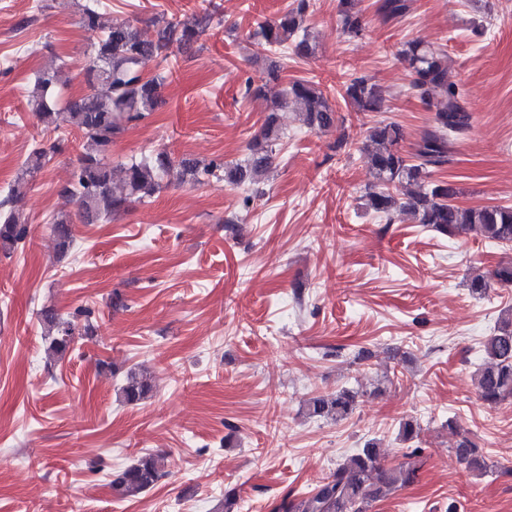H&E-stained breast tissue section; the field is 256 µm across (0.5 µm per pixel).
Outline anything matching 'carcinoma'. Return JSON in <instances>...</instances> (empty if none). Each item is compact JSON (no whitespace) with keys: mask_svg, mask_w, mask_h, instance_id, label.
<instances>
[{"mask_svg":"<svg viewBox=\"0 0 512 512\" xmlns=\"http://www.w3.org/2000/svg\"><path fill=\"white\" fill-rule=\"evenodd\" d=\"M309 0H297L274 21L257 22L255 36L268 48H291L299 58L313 55L314 47L305 27ZM377 14L385 22L401 21L409 12L408 0H378ZM343 31L351 37L361 35L365 22L358 0H339ZM101 0H86L81 21L89 30H102L99 40L91 44L85 76L88 91L57 107L55 88L58 72L46 70L36 78L30 98L31 111L47 127L59 128L64 122L82 138V151L71 179L60 187V194L76 199L79 215L87 224L108 220L136 202L153 196L161 189L160 173L171 164L165 152L131 159L124 167L123 191L113 186L114 173L107 162L113 143L130 127L147 118L159 104V89L166 72L149 79L143 65L151 60L162 63L172 50L188 49L212 27L214 13L203 9L187 22H168L153 29L141 30L127 22H102ZM410 77L408 90L432 112L431 123L423 130L414 152L407 156L400 149L404 132L393 122L380 121L370 128L360 151L372 170L375 184L366 195V206L387 220L404 214L443 236L455 237L475 231L483 238L512 248V206L460 207L452 200L456 187L432 179L434 172L453 161L454 144L471 128V112L459 87L448 81V55L434 45L410 40L398 51ZM343 98L356 112H380L385 98L381 87L367 76H354L344 88ZM272 108L278 110L292 102L305 115V123L321 132L336 126V109L314 84L297 81L291 87L270 96ZM280 133L268 123L250 145L243 165L232 168L212 161L205 165L187 162L185 170L198 183L210 177H224L236 185H258L272 167ZM48 151L34 148L24 169L9 192L0 198V251L14 250L28 236L29 225L20 211L28 186L27 177L46 164ZM53 234L59 255L74 247L72 222L61 215L53 221ZM512 285V262H501L487 276L470 280L471 293L482 296L493 285ZM93 311L80 308L69 318L53 308H44L40 319L53 332L47 346L48 355L59 360L71 349L77 335L93 333ZM484 362L475 371L480 399L490 407L512 399V310L501 315L494 332L483 342ZM152 392L149 377L133 368L121 386L125 403L136 405ZM359 393L342 389L333 395H316L309 399L305 412L310 418L342 420L355 409ZM453 452L458 460L478 476L489 473L512 474V469L497 470L483 449L467 432H456ZM419 467L409 461L397 466L384 463L376 440L338 464L315 490L294 498L284 497L279 512H370L373 503L387 498L397 487L410 485L418 478ZM163 475L161 456L145 454L133 464L113 473L111 485L121 497L136 496L151 488Z\"/></svg>","mask_w":512,"mask_h":512,"instance_id":"cac0c4a2","label":"carcinoma"}]
</instances>
